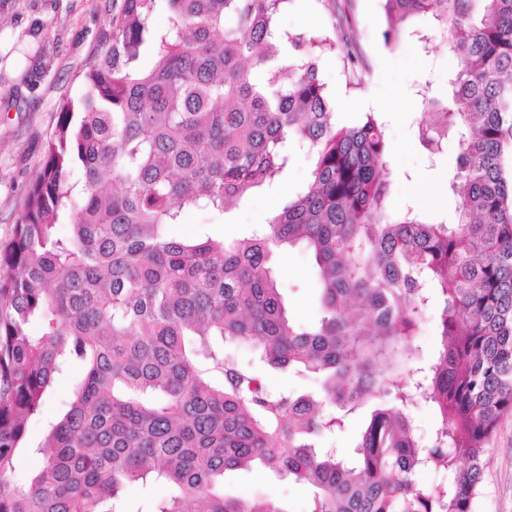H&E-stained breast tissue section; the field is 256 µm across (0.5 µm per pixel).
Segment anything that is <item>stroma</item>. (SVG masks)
I'll list each match as a JSON object with an SVG mask.
<instances>
[{
  "instance_id": "obj_1",
  "label": "stroma",
  "mask_w": 512,
  "mask_h": 512,
  "mask_svg": "<svg viewBox=\"0 0 512 512\" xmlns=\"http://www.w3.org/2000/svg\"><path fill=\"white\" fill-rule=\"evenodd\" d=\"M352 8L367 74L361 87H350L343 51L322 56L320 72L334 110L348 121L359 113L374 112L383 123L391 155L388 214L398 215L410 206L429 222L450 219L456 205L449 181L457 138L449 136L443 153L432 158L414 130L422 110L420 90L443 94L454 60L432 38L428 19L421 17L406 25L401 37L389 43L384 38L387 21L382 0H353ZM111 15L112 0H0V242L11 238L23 214L26 188L43 157V144L56 123L59 106L64 98L80 96L79 74L102 49ZM281 25L293 33L320 34L329 29V14L323 0H290ZM310 168L307 151H295L288 175L278 186L245 198L224 217L190 211L173 232L244 236L251 227L265 223L285 196L305 186ZM279 273L291 315L300 322L310 321L319 297L312 255L300 246L289 249ZM84 371V364L69 363L41 410L31 417L12 474L15 482H28L39 469L36 449L50 424L64 413ZM489 446L476 512H512V412L502 417ZM224 491L266 495L284 504L288 512L307 508L304 487L260 468L226 475Z\"/></svg>"
}]
</instances>
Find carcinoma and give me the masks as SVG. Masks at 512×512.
I'll return each mask as SVG.
<instances>
[{"label":"carcinoma","instance_id":"carcinoma-1","mask_svg":"<svg viewBox=\"0 0 512 512\" xmlns=\"http://www.w3.org/2000/svg\"><path fill=\"white\" fill-rule=\"evenodd\" d=\"M326 2L331 31L306 36L281 27L288 0H112L105 48L60 104L0 242V512H128L135 483L169 488L150 512H288L224 493L227 472L255 464L308 486L306 512H474L512 410V0H384L386 40L429 17L456 60L417 123L432 157L468 130L449 223L385 214L383 124L339 121L321 78L338 38L351 84L366 68L346 38L350 0ZM295 144L309 181L267 223L232 240L168 234L188 211L222 215L278 184ZM298 245L317 266L310 324L289 316L275 261ZM434 301L425 360L416 336ZM228 344L315 391H270ZM72 360L85 374L18 484L28 420ZM415 406L439 420L427 444ZM363 409L352 453L324 447ZM425 470L441 482L418 480Z\"/></svg>","mask_w":512,"mask_h":512}]
</instances>
